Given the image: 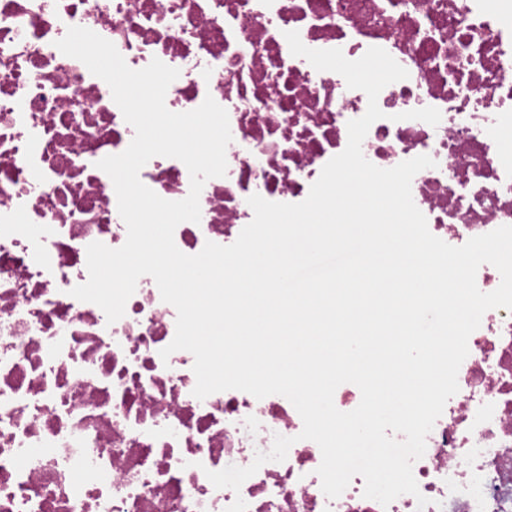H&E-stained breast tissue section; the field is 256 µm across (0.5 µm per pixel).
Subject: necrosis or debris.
<instances>
[{"mask_svg":"<svg viewBox=\"0 0 512 512\" xmlns=\"http://www.w3.org/2000/svg\"><path fill=\"white\" fill-rule=\"evenodd\" d=\"M71 26L132 69H178L170 111L208 96L227 110V172L205 183L200 222L177 226L185 254L232 244L251 195L303 201L367 110L340 74L292 55L289 31L350 60L383 48L408 71L380 92L362 152L385 169L434 160L411 183L433 235L460 246L512 225V0H0V512H226L238 497L248 512H512V311H486L470 335L459 390L413 465L418 495L384 506L358 475L325 496L321 450L285 397L197 399L193 355L160 356L177 312L152 277L113 323L71 296L87 246L126 241L97 163L135 135L108 84L58 50ZM428 106L438 125L402 117ZM140 179L171 201L190 190L174 158H152ZM278 434L293 440L286 459L240 490L207 478L249 466Z\"/></svg>","mask_w":512,"mask_h":512,"instance_id":"1","label":"necrosis or debris"}]
</instances>
